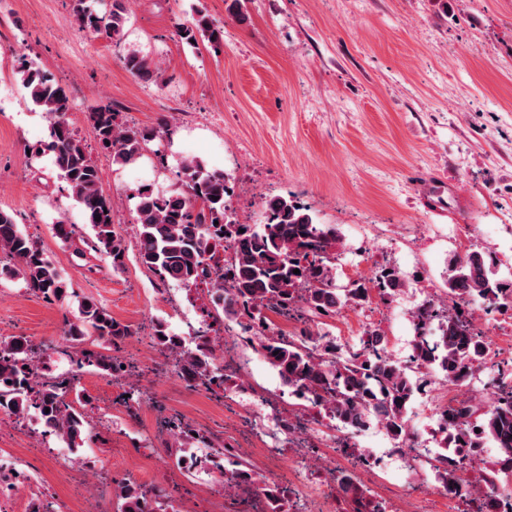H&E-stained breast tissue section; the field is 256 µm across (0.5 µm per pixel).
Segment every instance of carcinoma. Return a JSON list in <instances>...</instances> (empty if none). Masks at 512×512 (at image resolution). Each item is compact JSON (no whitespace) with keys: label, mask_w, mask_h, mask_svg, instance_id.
<instances>
[{"label":"carcinoma","mask_w":512,"mask_h":512,"mask_svg":"<svg viewBox=\"0 0 512 512\" xmlns=\"http://www.w3.org/2000/svg\"><path fill=\"white\" fill-rule=\"evenodd\" d=\"M75 20L83 31L119 41L125 35L124 0H112L102 15L79 6ZM178 35L188 42L200 35L215 47L223 41V29L202 11L191 24L178 27ZM125 67L144 80L155 73L154 62L144 55L127 56ZM18 74L30 100L50 119L47 149L58 176L69 186L85 223L94 231L91 249L109 258L113 269H121L126 241L112 224V199L103 188L98 167L68 121L69 90L27 63ZM89 120L101 147L112 152V161L121 167L136 163L158 135L154 129L123 126L109 106L93 109ZM180 175L179 191L160 193L150 185L135 189L138 255L143 265L166 281L188 290L205 287L211 306L206 315H222L249 330L266 326L270 312H293L306 324L314 317H334L342 308L364 301L365 285L336 287L334 261L340 243L336 226L316 223L307 207L284 197L265 202V223L239 224L229 214L231 187L223 172L210 171L191 160L182 166ZM0 253L9 258L7 263L0 262V279L19 277L29 294L49 302L63 304L73 297L68 278L4 209H0ZM496 266L485 251L452 257L446 278L448 294L461 301L481 298L493 307L509 300L512 296L504 289H512V277L499 275ZM295 269L299 273H293ZM375 286L382 295L393 297L408 284L398 270L383 266L375 276ZM212 331L213 324H207V330L197 331L189 344L158 320L153 325L152 344L189 387L222 386L224 368L216 357L219 336L210 335ZM64 333L74 349L71 357L76 366L65 376L38 375L46 352L29 337L0 340V412L17 420L33 412L44 432L75 449L91 429L90 418L71 398L78 376L85 368L115 378L126 375L120 352L132 330L107 308L86 298L79 303L78 315L65 320ZM415 336L411 359L429 361L448 379L463 377L486 354L482 337L442 311L421 316ZM315 343L311 347L295 334L269 329L259 333L258 351L277 370L283 384L304 389L316 404L331 400V418L341 429L352 433L374 418L392 438H403L418 385L405 365L387 353L384 335L376 329L366 332L355 359L342 363L336 360V339L330 333L317 336ZM450 426L478 428L480 432L469 440L470 447L492 443L512 456V387H502L497 405L474 417L445 414L441 449L448 447ZM169 432L171 448H182L199 438L189 423L180 420L170 423ZM114 493L121 512H169L173 508L166 495L131 481L117 483Z\"/></svg>","instance_id":"1"}]
</instances>
